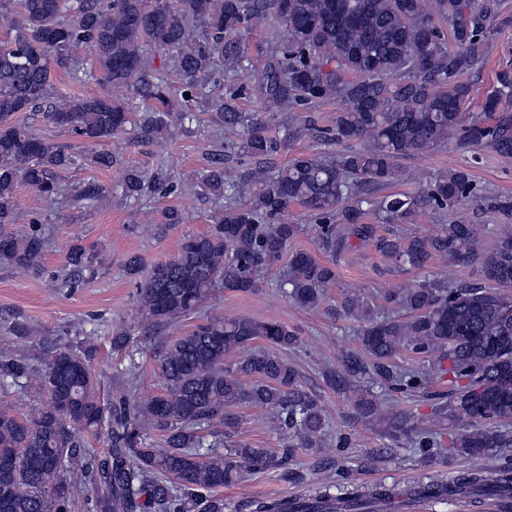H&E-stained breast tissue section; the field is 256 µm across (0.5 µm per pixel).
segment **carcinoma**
<instances>
[{
  "instance_id": "obj_1",
  "label": "carcinoma",
  "mask_w": 512,
  "mask_h": 512,
  "mask_svg": "<svg viewBox=\"0 0 512 512\" xmlns=\"http://www.w3.org/2000/svg\"><path fill=\"white\" fill-rule=\"evenodd\" d=\"M13 23L0 39V268L41 272L46 241L34 229L16 234L17 189L25 184L50 200H91L99 187L71 191L62 173L80 164L109 169L116 161L96 146L120 138L131 123L122 98L98 84L64 95L51 71L78 78V49L91 52L103 80L149 103L133 125L137 138H160L176 120H194L182 103L194 100L219 116L216 136L224 156H240L243 168L224 174L223 156L198 173L199 186L214 201L209 231L187 235L177 253L145 272L130 258L126 272L136 285L142 318L166 327L200 312L222 288L249 292L266 273L277 272L281 292L310 310L327 305L335 266L292 248L300 225L279 221L292 203L316 216L321 248L332 257L371 241L398 268H420L432 258L448 264L475 261L481 281L456 287L426 279L386 297L400 312L370 307L347 291L331 307L360 322L362 345L372 362L348 355L343 369H324L329 385L352 392L361 378L395 390L415 391L421 376L397 370L400 350L423 356L426 373L467 380L446 393H425L435 417L461 421L448 450L470 457L511 448L512 436L496 429L512 421V228L493 244L479 226L462 221L440 225L428 236L376 235L359 223L363 205L385 220H403L417 209L448 211L478 201L469 173L438 176L423 196L372 193L398 172V161L431 152L450 140L489 146L512 160V113L501 107L512 96V77L485 98L493 124L465 122L471 90L464 77L483 67L481 46L509 23L500 0H0V20ZM448 18L445 37L435 17ZM276 21L282 35L266 53L255 91L277 107L283 138L269 120L240 109L238 90L224 88L245 71L239 36ZM162 50L179 87L144 53ZM336 102L332 123L319 126L300 112ZM22 112L71 134L78 151L39 135ZM311 135L340 152L299 154L279 166L287 141ZM178 189L164 168L126 172L122 192L141 200ZM15 346L0 351V390L35 391L46 403L32 416L0 409V512H72L78 482L88 479L96 512H224L220 490L243 475L288 470L293 448L330 447L322 407L302 389L300 373L284 351L297 342L288 325L247 317H210L171 342L158 355L163 384L145 400L127 390L101 395L92 354L69 345L44 352V367L17 344L31 338L21 325L5 327ZM130 335L112 337V351L127 352V380L137 376ZM271 411L281 452L233 441L239 418L233 408ZM359 415L388 422L394 432L424 448L422 429L406 413L388 414L363 395ZM106 429L107 448L84 450L87 439ZM158 437L159 451L150 439ZM417 498L461 495L480 503L512 499V475L470 473L448 484L433 480L409 491ZM400 494L386 486L369 493L334 497L306 494L290 511L281 499L252 501L249 512H389Z\"/></svg>"
}]
</instances>
